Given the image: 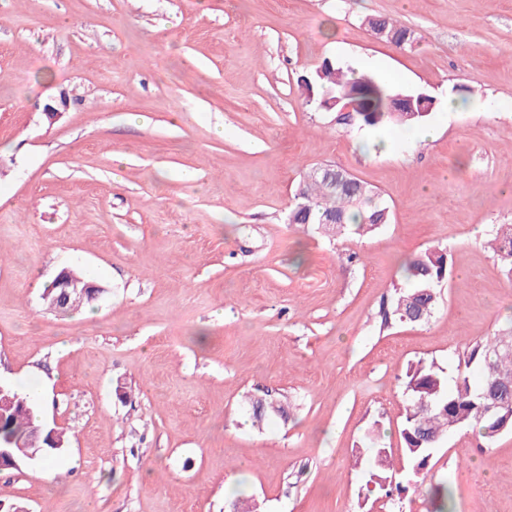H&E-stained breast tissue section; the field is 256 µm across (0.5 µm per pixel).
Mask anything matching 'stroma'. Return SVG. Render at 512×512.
Segmentation results:
<instances>
[{"label":"stroma","instance_id":"obj_1","mask_svg":"<svg viewBox=\"0 0 512 512\" xmlns=\"http://www.w3.org/2000/svg\"><path fill=\"white\" fill-rule=\"evenodd\" d=\"M374 16L417 44L376 39ZM327 59L433 96L435 138L307 103L297 78ZM321 163L390 223L333 242L289 223ZM500 224L512 0H0V379L43 382L66 438L51 471H0V507L424 512L445 482L455 512H512V433H451L399 500L365 496L354 468L374 425L403 466L408 362L455 366L512 327ZM430 247L451 264L434 316L382 326ZM69 268L104 289L91 314L42 297ZM253 398L290 409L257 427Z\"/></svg>","mask_w":512,"mask_h":512}]
</instances>
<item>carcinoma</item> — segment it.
Segmentation results:
<instances>
[{"label":"carcinoma","instance_id":"1","mask_svg":"<svg viewBox=\"0 0 512 512\" xmlns=\"http://www.w3.org/2000/svg\"><path fill=\"white\" fill-rule=\"evenodd\" d=\"M368 26L383 30V40L399 47L411 48L416 41L413 30L390 18H371ZM352 74L354 70L326 60L310 75L298 78L297 83L306 100L322 110L338 112L343 105L350 104L353 118L362 127L420 125L435 108V99L426 93H409L416 101L429 102L428 109L421 112L417 107L411 109L395 101L400 93L375 74L363 73L358 78ZM288 221L315 225L335 239L351 226L356 234L376 230L389 223L390 210L372 187L338 169L334 178L309 174L300 181ZM495 241L497 260L512 275V224L499 225ZM403 273L412 287L397 292L390 309L383 313L384 325L393 321L410 323L414 316L422 322L432 317L439 306L437 285L448 275L447 253L429 248L406 263ZM502 337L499 333L468 345L451 389L447 369L436 361L418 360L406 366L401 381L409 407L400 430L405 464L397 470L386 449H370L367 494L377 491L389 497L395 491L401 493L417 487L434 453L458 425L475 428L487 439L505 431L512 433V418L503 428L485 417L479 407L483 400L512 401V348L501 345ZM10 391L19 397L20 403L0 422V448L9 450L20 463H35L45 470L52 468L60 449L46 443L47 428L34 418L37 402L14 387ZM251 406L253 418L259 424L271 414H286L285 405L280 402H268L263 407L253 400ZM427 512H454L453 493L448 485L439 484L430 491Z\"/></svg>","mask_w":512,"mask_h":512}]
</instances>
